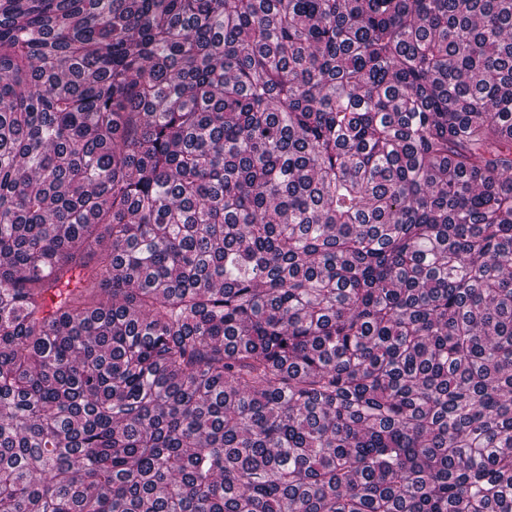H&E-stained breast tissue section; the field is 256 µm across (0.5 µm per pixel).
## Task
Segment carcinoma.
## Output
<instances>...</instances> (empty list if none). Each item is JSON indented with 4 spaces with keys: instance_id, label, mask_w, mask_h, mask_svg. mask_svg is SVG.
<instances>
[{
    "instance_id": "obj_1",
    "label": "carcinoma",
    "mask_w": 512,
    "mask_h": 512,
    "mask_svg": "<svg viewBox=\"0 0 512 512\" xmlns=\"http://www.w3.org/2000/svg\"><path fill=\"white\" fill-rule=\"evenodd\" d=\"M0 512H512V0H0Z\"/></svg>"
}]
</instances>
